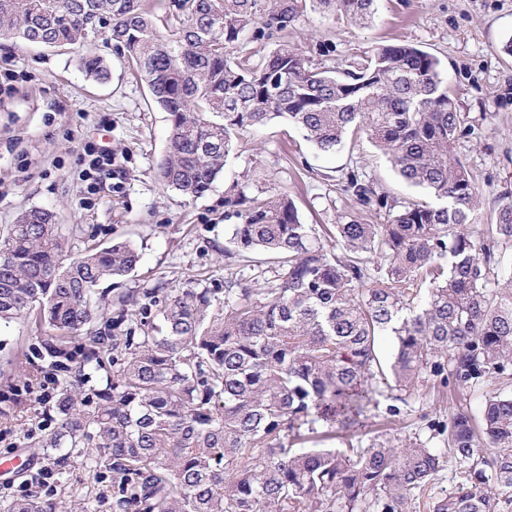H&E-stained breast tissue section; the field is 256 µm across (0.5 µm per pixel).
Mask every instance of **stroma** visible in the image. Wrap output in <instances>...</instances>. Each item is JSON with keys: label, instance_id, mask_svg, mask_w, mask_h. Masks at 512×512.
Listing matches in <instances>:
<instances>
[{"label": "stroma", "instance_id": "obj_1", "mask_svg": "<svg viewBox=\"0 0 512 512\" xmlns=\"http://www.w3.org/2000/svg\"><path fill=\"white\" fill-rule=\"evenodd\" d=\"M511 38L512 0H379L369 25L310 10L260 49L267 53L288 43L306 51L314 66L329 69L348 68L382 44H413L435 55L468 130L454 153L483 192L472 226L477 232L500 198H512V56L503 51ZM91 49L104 57L108 80H92L81 69L79 60ZM0 81L10 85L0 94V232L37 207L55 213L71 252L128 240L140 262L122 280L125 288H220L233 274L251 279L250 262L224 255L231 238L224 192L235 183L251 196L288 194L301 221L325 243L342 216L366 224L387 220L385 211L360 206L343 191L347 172L401 201L425 196L367 139L324 153L275 119L248 134L211 191L185 198L157 176L167 152L166 112L152 104L147 85L100 34L64 49L0 37ZM103 145L112 152V167L88 178V154ZM45 333L31 319L0 327V393L5 374L21 365L22 348ZM494 389L491 383L475 388L462 403L453 391L423 386L396 420L367 410L365 430L394 445L425 433L430 420L448 419L459 406L479 415ZM40 493L68 508L112 512L111 482L94 476L85 450L75 453L62 483Z\"/></svg>", "mask_w": 512, "mask_h": 512}]
</instances>
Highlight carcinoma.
<instances>
[{
  "instance_id": "1",
  "label": "carcinoma",
  "mask_w": 512,
  "mask_h": 512,
  "mask_svg": "<svg viewBox=\"0 0 512 512\" xmlns=\"http://www.w3.org/2000/svg\"><path fill=\"white\" fill-rule=\"evenodd\" d=\"M308 8L367 25L377 0H178L167 15L143 0H0L1 36L49 47L87 39V18L98 20L168 114L158 176L185 197L210 191L235 143L273 119L322 152L365 135L431 197L399 202L347 173L346 191L387 221L343 217L328 251L287 196L236 185L224 198V217L237 219L230 242L265 255L273 278L121 291L99 322L100 285L134 271L136 248L122 240L71 254L52 211L21 213L0 237V323L32 316L48 335L31 338L0 419L52 378L54 426L27 431L20 447L59 480L76 449H94L96 473L112 476V512H411L444 466L439 437L459 481L432 512L512 504V394H489L477 423L461 409L397 448L298 447L319 427H364L359 417L393 389L406 405L424 381L512 379V276L501 279L495 251L512 241V201L497 205L486 234L468 230L481 190L453 155L463 118L439 60L384 44L336 71L286 44L267 55L250 47ZM80 66L108 78L94 53ZM5 508L61 512L37 494Z\"/></svg>"
}]
</instances>
